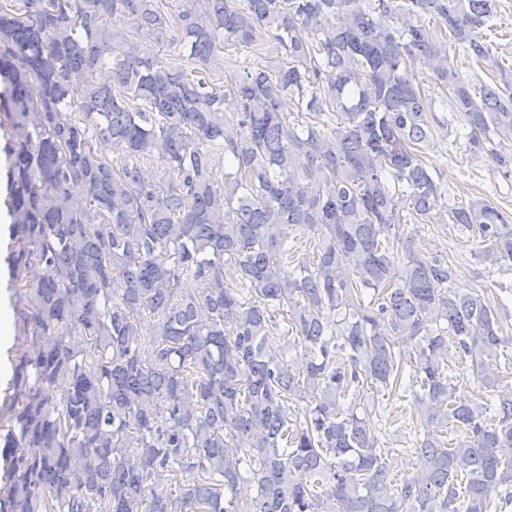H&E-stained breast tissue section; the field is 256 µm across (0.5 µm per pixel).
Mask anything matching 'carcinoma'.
Returning <instances> with one entry per match:
<instances>
[{
    "instance_id": "cac0c4a2",
    "label": "carcinoma",
    "mask_w": 512,
    "mask_h": 512,
    "mask_svg": "<svg viewBox=\"0 0 512 512\" xmlns=\"http://www.w3.org/2000/svg\"><path fill=\"white\" fill-rule=\"evenodd\" d=\"M357 2L0 0L9 264L28 342L0 421V512L512 502V395L489 398L512 376L499 314L400 233L409 218L459 224L479 261L512 273L509 215L449 205L424 164L439 120L414 73L429 67L473 147L509 168L512 67L484 34L499 3ZM442 27L493 84L448 64ZM266 36L281 59L223 81L218 52ZM285 95L296 111L281 112ZM451 347L487 399L456 401ZM401 389L425 435L398 479L370 416Z\"/></svg>"
}]
</instances>
